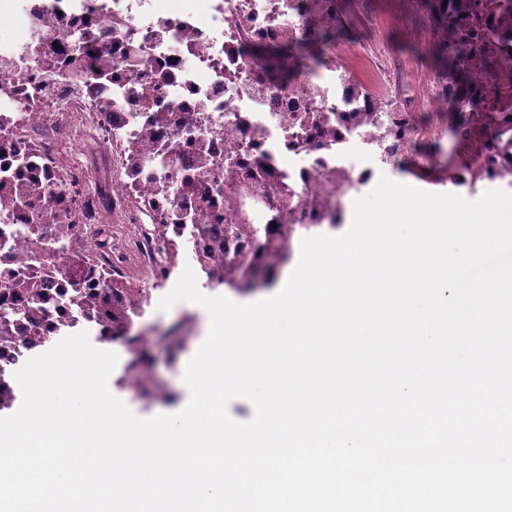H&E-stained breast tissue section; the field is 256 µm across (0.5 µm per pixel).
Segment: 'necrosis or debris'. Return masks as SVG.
Returning a JSON list of instances; mask_svg holds the SVG:
<instances>
[{
  "label": "necrosis or debris",
  "mask_w": 512,
  "mask_h": 512,
  "mask_svg": "<svg viewBox=\"0 0 512 512\" xmlns=\"http://www.w3.org/2000/svg\"><path fill=\"white\" fill-rule=\"evenodd\" d=\"M293 2L0 0V19L25 26L0 38V168L26 163L37 206L58 217L37 226L30 209L0 210V281L47 283L35 299L0 296L1 413L30 358L82 330L111 344L184 268L218 280L252 253L273 260L286 213L311 231L313 203L359 191L433 135L392 111L336 131L353 73L332 58L281 89L260 80L240 49L303 36ZM87 288L90 304H70Z\"/></svg>",
  "instance_id": "1"
}]
</instances>
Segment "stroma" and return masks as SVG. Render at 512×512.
I'll return each mask as SVG.
<instances>
[{"instance_id":"obj_1","label":"stroma","mask_w":512,"mask_h":512,"mask_svg":"<svg viewBox=\"0 0 512 512\" xmlns=\"http://www.w3.org/2000/svg\"><path fill=\"white\" fill-rule=\"evenodd\" d=\"M339 11L349 26L338 42L348 52L347 65L367 90H375L376 81L369 61L375 47H383L393 65L392 78L398 101L411 112L416 124L440 128L441 136L417 141L405 148L387 178L432 193H454L466 199H477L491 189L490 181L467 179L457 175L469 168L474 147L493 127L494 113L484 112L450 127L443 106L421 101L418 89L422 80H433L437 87L445 82L434 64L437 46L435 25L426 0H337ZM191 315L195 327L181 348H174L184 315ZM154 327L149 349L155 359V376L168 388L166 400L146 403L136 394L117 391L116 396L139 418L171 415L182 411L191 393L181 385L187 363L205 341L211 319L207 310L188 302L169 311L154 312L147 321Z\"/></svg>"}]
</instances>
